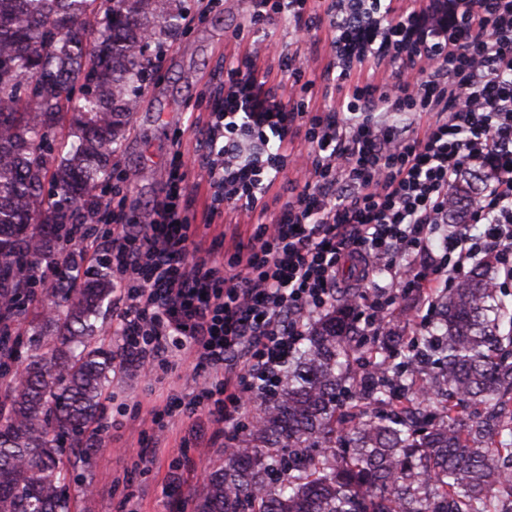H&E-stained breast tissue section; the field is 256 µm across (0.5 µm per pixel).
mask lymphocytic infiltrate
I'll use <instances>...</instances> for the list:
<instances>
[{
  "mask_svg": "<svg viewBox=\"0 0 512 512\" xmlns=\"http://www.w3.org/2000/svg\"><path fill=\"white\" fill-rule=\"evenodd\" d=\"M448 17L446 41L419 58L391 50L392 68L351 80L337 76L339 113L313 104L314 80L289 68L281 97L253 80V59L226 58L230 88L218 101L199 162L212 203L255 212L285 170L288 136L305 131L313 148L310 179L274 223L252 225L230 255L190 235L187 173L173 158L161 207L132 216L113 186L115 206L98 212L111 225L106 249L119 294L114 335L141 364L190 357L200 379L190 403L231 426L251 399L271 388L295 346L336 295L344 254L360 264L367 306L354 322H389L399 294L421 307L406 333L421 335L440 289L494 252L512 279V0H471ZM407 112L404 137L382 114ZM475 166L496 175L448 221V192Z\"/></svg>",
  "mask_w": 512,
  "mask_h": 512,
  "instance_id": "obj_1",
  "label": "lymphocytic infiltrate"
}]
</instances>
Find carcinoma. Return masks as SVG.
Instances as JSON below:
<instances>
[{
    "label": "carcinoma",
    "mask_w": 512,
    "mask_h": 512,
    "mask_svg": "<svg viewBox=\"0 0 512 512\" xmlns=\"http://www.w3.org/2000/svg\"><path fill=\"white\" fill-rule=\"evenodd\" d=\"M189 0H0V512H70L117 354L93 343L108 263L61 254ZM487 174L448 196L459 224ZM62 262L46 280L42 266ZM488 258L408 345L346 294L224 451L199 512H512V301Z\"/></svg>",
    "instance_id": "obj_1"
}]
</instances>
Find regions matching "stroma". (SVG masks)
Here are the masks:
<instances>
[{"label":"stroma","mask_w":512,"mask_h":512,"mask_svg":"<svg viewBox=\"0 0 512 512\" xmlns=\"http://www.w3.org/2000/svg\"><path fill=\"white\" fill-rule=\"evenodd\" d=\"M183 32L170 41L160 68L141 98L132 128L114 159L115 175L132 181L127 205L139 213L161 205L169 186L170 163L182 153L189 179H196L195 162L206 137L211 113L224 94V57L234 50H253L269 88L279 86L283 62L268 53L274 39L287 46L316 75L314 102L333 105L324 75L331 71L336 30L331 0H317L312 13L320 23L304 43H296L293 22L279 20L266 29L250 26L253 0H192ZM288 170L265 197L268 217L281 214L309 179L310 147L303 136L288 145ZM193 361L155 367L145 373L139 363L125 362L112 372L110 393L122 404L120 424L111 413L101 422V448L76 460L69 487L71 512H195V494L224 460L225 440L218 424L205 413L178 417L169 429L154 420L169 395L190 399L195 389Z\"/></svg>","instance_id":"1"}]
</instances>
